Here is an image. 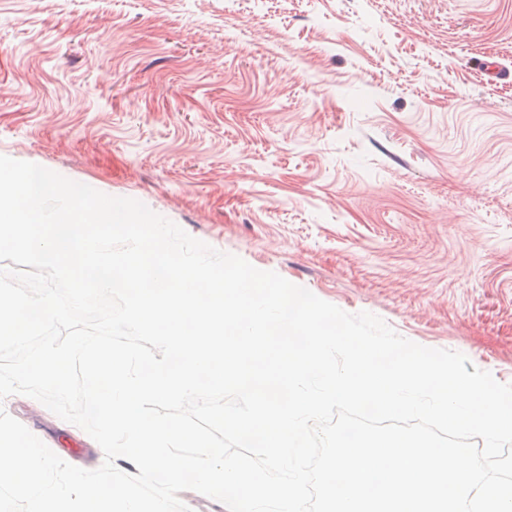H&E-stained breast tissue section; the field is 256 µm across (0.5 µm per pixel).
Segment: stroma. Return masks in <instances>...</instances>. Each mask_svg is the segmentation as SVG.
<instances>
[{
	"instance_id": "obj_1",
	"label": "stroma",
	"mask_w": 512,
	"mask_h": 512,
	"mask_svg": "<svg viewBox=\"0 0 512 512\" xmlns=\"http://www.w3.org/2000/svg\"><path fill=\"white\" fill-rule=\"evenodd\" d=\"M0 155L512 384V0H0Z\"/></svg>"
}]
</instances>
